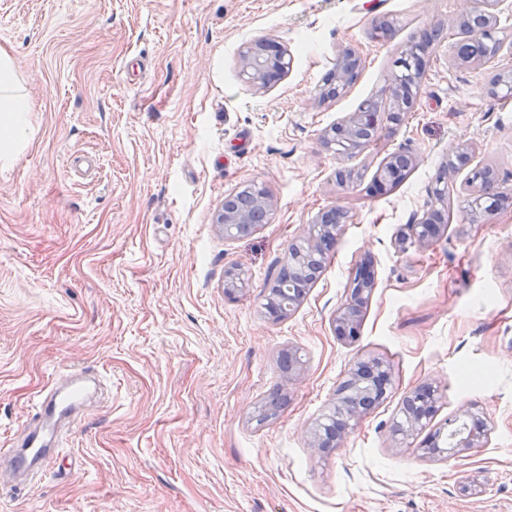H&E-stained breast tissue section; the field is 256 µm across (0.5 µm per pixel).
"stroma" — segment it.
I'll return each mask as SVG.
<instances>
[{
  "label": "stroma",
  "mask_w": 512,
  "mask_h": 512,
  "mask_svg": "<svg viewBox=\"0 0 512 512\" xmlns=\"http://www.w3.org/2000/svg\"><path fill=\"white\" fill-rule=\"evenodd\" d=\"M465 0H0V50L32 100L31 137L0 164V446L58 370L104 379L101 403L67 433L65 471L0 493V512H512V204L471 222L470 170L494 167L512 189V99L490 81L512 68V0L482 64L449 57ZM438 32L421 92L380 147L347 159L322 132L383 98L405 45ZM268 39L293 59L275 84L239 76L240 49ZM362 66L346 96L316 91L341 46ZM476 153L448 190L446 229L398 245L422 217L439 169L464 142ZM418 163L383 193L385 158ZM354 178L339 184V168ZM265 187L273 207L250 236L225 239V197ZM345 209L320 277L284 319L265 317L291 241L324 209ZM375 290L355 342L333 316L355 270ZM243 267L246 293L224 295ZM298 349L289 379L279 356ZM384 356L392 387L330 452L307 446L353 362ZM437 381L430 423L469 404L483 447L452 461L396 444L405 396ZM278 416L255 414L272 392Z\"/></svg>",
  "instance_id": "obj_1"
}]
</instances>
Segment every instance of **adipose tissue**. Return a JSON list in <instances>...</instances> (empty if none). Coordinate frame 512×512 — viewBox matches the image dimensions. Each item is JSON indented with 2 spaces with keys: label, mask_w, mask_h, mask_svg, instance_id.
Returning <instances> with one entry per match:
<instances>
[{
  "label": "adipose tissue",
  "mask_w": 512,
  "mask_h": 512,
  "mask_svg": "<svg viewBox=\"0 0 512 512\" xmlns=\"http://www.w3.org/2000/svg\"><path fill=\"white\" fill-rule=\"evenodd\" d=\"M31 101L11 56L0 51V162H9L31 135Z\"/></svg>",
  "instance_id": "ef3b65f1"
}]
</instances>
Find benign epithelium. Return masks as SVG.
Masks as SVG:
<instances>
[{"instance_id": "obj_1", "label": "benign epithelium", "mask_w": 512, "mask_h": 512, "mask_svg": "<svg viewBox=\"0 0 512 512\" xmlns=\"http://www.w3.org/2000/svg\"><path fill=\"white\" fill-rule=\"evenodd\" d=\"M503 2L504 0H473V5L461 13L462 29L471 31L472 22L477 20L480 22V26L476 28L477 36H483L487 40L495 37L500 6ZM360 65L361 57L353 47L345 46L338 50L336 62L331 70V79L324 84L321 92L322 99H337L345 95L352 85L351 77L358 73ZM239 66L240 76L245 83L265 88L271 84L272 75H283L288 72L291 57L281 49L270 53L264 42L256 41L240 51ZM395 67L398 68V73L389 91L395 98L397 111L383 113L375 108H368L351 113L322 133L321 144L325 149L352 157L365 147L359 137L360 131H377L386 121L398 123L404 117V113L410 111L418 97L420 86V55L417 50L407 51L397 59ZM474 150L472 143H463L456 154L446 161L433 189V200L427 203V209L417 223L405 225L399 233V239L410 240L418 247L424 248L447 227L448 184L454 182L461 168L471 161ZM416 162V156L409 151L397 153L381 167L375 188L379 191L387 190L388 183L401 179L403 172L415 167ZM271 207L270 198L260 190L253 208L238 209L224 206L215 214L214 223L221 228L224 239H237L255 232ZM346 218V212L341 209L332 208L325 211L315 222L307 226L302 236L291 242L286 261L296 263L297 274L304 273L308 261L326 254L327 247L335 242L341 224ZM247 287L248 278L242 267L237 266L226 271L224 294L227 297L235 298L244 293ZM276 289L275 284L268 288L265 304L267 313L273 318L284 316L300 306L304 299L302 295L297 296L288 301V307L279 308L273 301ZM373 291L372 277L358 279V285L351 289L349 299L340 305L334 314L333 326L336 335L348 336L349 330L360 322L362 309L369 303ZM348 381L361 385V388L353 394L347 388L339 391L329 413L316 420L309 429L308 447L316 452H323L335 446V422H341L345 428L356 425L372 405L386 394L387 386L391 383V371L380 359L359 360L351 368ZM440 400L441 393L438 387L431 383L421 386L413 396L404 401L400 415L393 421V437L403 443L419 435L431 417V409ZM459 421L470 425L467 436L450 443L442 439L443 433L437 432L428 436L420 445L423 454L450 461L474 448L482 447L486 431L481 412L471 408L459 417Z\"/></svg>"}]
</instances>
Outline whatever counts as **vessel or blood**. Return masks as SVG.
<instances>
[{
    "mask_svg": "<svg viewBox=\"0 0 512 512\" xmlns=\"http://www.w3.org/2000/svg\"><path fill=\"white\" fill-rule=\"evenodd\" d=\"M97 386L88 368L64 370L41 391L22 434L0 448V489L21 490L57 460L66 429L85 414Z\"/></svg>",
    "mask_w": 512,
    "mask_h": 512,
    "instance_id": "1",
    "label": "vessel or blood"
}]
</instances>
